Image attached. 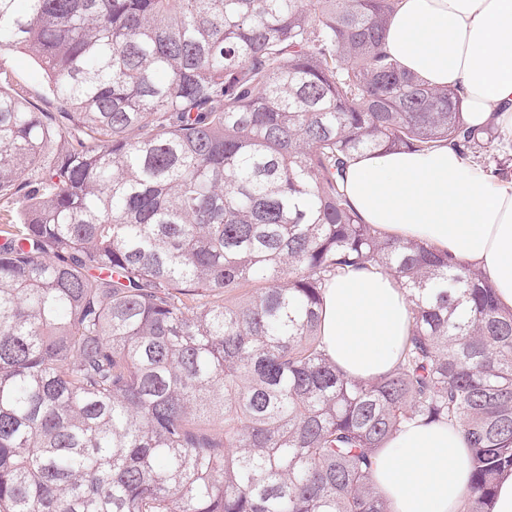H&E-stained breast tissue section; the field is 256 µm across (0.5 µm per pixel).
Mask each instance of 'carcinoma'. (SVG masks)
<instances>
[{
  "mask_svg": "<svg viewBox=\"0 0 512 512\" xmlns=\"http://www.w3.org/2000/svg\"><path fill=\"white\" fill-rule=\"evenodd\" d=\"M397 0H0V512H389L406 424L458 425L463 512L512 473V310L360 221L355 155L500 134L383 47ZM409 293L397 364L349 379L327 283ZM0 63L14 70L25 80L31 101L51 109L47 100L41 99L47 96L45 74L34 58L22 51H4Z\"/></svg>",
  "mask_w": 512,
  "mask_h": 512,
  "instance_id": "obj_1",
  "label": "carcinoma"
}]
</instances>
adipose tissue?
<instances>
[{
    "mask_svg": "<svg viewBox=\"0 0 512 512\" xmlns=\"http://www.w3.org/2000/svg\"><path fill=\"white\" fill-rule=\"evenodd\" d=\"M385 47L426 84L454 90L466 124L512 137V0H399ZM345 191L363 223L448 251L512 309V181L441 146L360 155ZM408 332V292L380 268L328 284L321 335L345 375L367 380L392 369ZM470 474L461 429L419 422L387 441L372 480L391 512H462Z\"/></svg>",
    "mask_w": 512,
    "mask_h": 512,
    "instance_id": "1",
    "label": "adipose tissue"
}]
</instances>
